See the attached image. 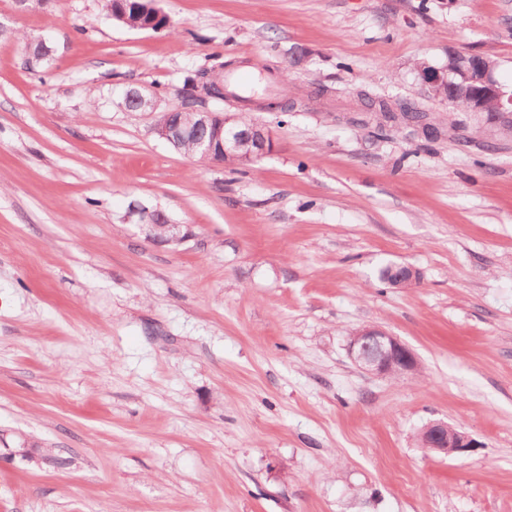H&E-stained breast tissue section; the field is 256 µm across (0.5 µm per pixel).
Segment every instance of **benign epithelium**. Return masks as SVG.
I'll return each instance as SVG.
<instances>
[{
	"instance_id": "obj_1",
	"label": "benign epithelium",
	"mask_w": 512,
	"mask_h": 512,
	"mask_svg": "<svg viewBox=\"0 0 512 512\" xmlns=\"http://www.w3.org/2000/svg\"><path fill=\"white\" fill-rule=\"evenodd\" d=\"M497 62L487 56L463 51L448 52V67H431L421 71L424 83L431 89L448 84L446 102L455 105L460 100L470 103L475 113L492 111L499 120L512 123V90L507 91L496 80ZM129 97L139 105L141 112L156 110L157 95L151 90H134ZM224 99L223 74L208 73L197 83L194 100ZM156 133L173 146L188 138L197 151L211 159L246 154L253 161L269 151L272 138L264 127L252 124L241 128L237 117L222 112L199 109L195 120L187 124L180 109L158 115ZM393 288H407L418 281L417 271L406 265L388 266L385 278ZM348 353L365 373L377 377L415 375L421 369L416 353L397 337L378 326H365L348 339ZM421 446L445 456H456L476 446L467 433L444 421L427 425L419 435Z\"/></svg>"
}]
</instances>
